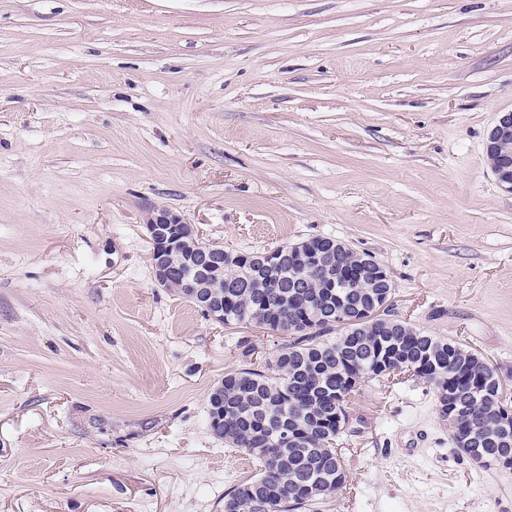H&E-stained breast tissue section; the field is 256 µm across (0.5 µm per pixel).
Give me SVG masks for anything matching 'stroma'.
I'll return each mask as SVG.
<instances>
[{
	"instance_id": "1",
	"label": "stroma",
	"mask_w": 512,
	"mask_h": 512,
	"mask_svg": "<svg viewBox=\"0 0 512 512\" xmlns=\"http://www.w3.org/2000/svg\"><path fill=\"white\" fill-rule=\"evenodd\" d=\"M512 0H0V512H223L207 423L238 338L152 277L146 219L243 253L332 236L392 318L478 351L512 405ZM314 512H512L421 380L348 403ZM512 110L498 113L485 144V155L493 156L491 173L499 187L512 194Z\"/></svg>"
}]
</instances>
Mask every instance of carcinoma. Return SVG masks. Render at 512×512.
Listing matches in <instances>:
<instances>
[{"instance_id":"cac0c4a2","label":"carcinoma","mask_w":512,"mask_h":512,"mask_svg":"<svg viewBox=\"0 0 512 512\" xmlns=\"http://www.w3.org/2000/svg\"><path fill=\"white\" fill-rule=\"evenodd\" d=\"M256 271V253L226 250L212 278L224 281V325L255 324L283 336L273 359L253 346L241 348L242 366L224 373L211 392L222 412L221 437L256 464L257 473L224 496V512H309L342 485L338 442L349 424L347 405L355 386L348 378L387 379L411 374L436 395L457 392L459 422L484 466L512 468V436L497 430L500 406L485 394L494 370L467 355L461 343L421 332L398 319L359 315L382 284L349 281L334 293L324 272L288 262ZM192 251L171 255L169 289L189 303ZM359 253L327 252L331 270L358 269Z\"/></svg>"}]
</instances>
